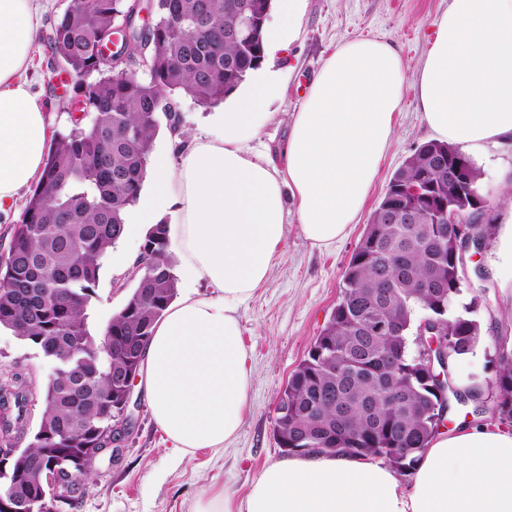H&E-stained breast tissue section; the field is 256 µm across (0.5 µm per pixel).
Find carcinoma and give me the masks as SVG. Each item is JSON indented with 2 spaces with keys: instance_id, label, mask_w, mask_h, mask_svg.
I'll list each match as a JSON object with an SVG mask.
<instances>
[{
  "instance_id": "obj_1",
  "label": "carcinoma",
  "mask_w": 512,
  "mask_h": 512,
  "mask_svg": "<svg viewBox=\"0 0 512 512\" xmlns=\"http://www.w3.org/2000/svg\"><path fill=\"white\" fill-rule=\"evenodd\" d=\"M153 25L131 32V55L149 62L148 77L133 78L125 64L99 61L102 42L123 24L132 0H80L50 21L46 46L57 65L83 76L71 99L86 98L93 118L54 134L46 167L13 225L0 254V327L15 326L19 309L28 317L21 335L40 350L51 372L35 385L22 369L0 377V448L24 438L35 405L38 430L26 446L34 472L17 474L0 459V501L20 485L37 501L50 495L53 468L89 443L103 447L124 423L120 376L140 364L154 324L177 295L167 225H152L135 266V286L101 333L89 328V309L106 253L122 236L125 216L143 189L152 142L174 95L201 105L217 104L238 89L263 58V31L243 29L226 0H150ZM224 36L217 55L208 44ZM164 88L167 97L158 94ZM455 151L438 140L420 145L394 172L385 195L345 267V308H333L307 356L288 379L276 408L279 447L382 458L403 473L415 469L438 431L443 404L419 356L405 345L417 329L416 313L448 308V360L477 348L483 332L480 296L457 305L468 279L463 267L491 236L490 224H438L448 203L461 207L481 192V172L470 163L467 179L448 198V166L437 159ZM426 211L424 224H386V205ZM390 281L379 282L380 273ZM64 303H46L52 295ZM369 319L409 323L402 333L374 336ZM512 337H494L498 369L488 393L498 422L512 426ZM402 392L394 408L388 389ZM449 400L483 411L480 387L461 390L448 382ZM398 448L415 452L403 458ZM6 469H1V465Z\"/></svg>"
}]
</instances>
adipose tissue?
Instances as JSON below:
<instances>
[{
    "instance_id": "ef3b65f1",
    "label": "adipose tissue",
    "mask_w": 512,
    "mask_h": 512,
    "mask_svg": "<svg viewBox=\"0 0 512 512\" xmlns=\"http://www.w3.org/2000/svg\"><path fill=\"white\" fill-rule=\"evenodd\" d=\"M301 0H275L265 59L224 105L221 130L190 135L179 161L156 157L125 220V237L168 227L182 294L153 327L139 388L157 427L182 455L222 450L250 405L251 371L239 310L283 258L286 207L303 236L328 248L355 224L394 134L405 64L389 42L339 44L290 116L281 163L249 144L284 88L275 58L300 26ZM37 0H0V218L19 213L43 174L51 126L25 73L39 49ZM413 90L441 141L479 154L512 138V0H450ZM206 291H198V283ZM194 512H512V431L465 424L431 441L402 487L392 469L348 454L298 455L267 466L242 500L218 492Z\"/></svg>"
}]
</instances>
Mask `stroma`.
I'll return each mask as SVG.
<instances>
[{
  "label": "stroma",
  "mask_w": 512,
  "mask_h": 512,
  "mask_svg": "<svg viewBox=\"0 0 512 512\" xmlns=\"http://www.w3.org/2000/svg\"><path fill=\"white\" fill-rule=\"evenodd\" d=\"M448 0H302L300 29L276 68L287 92L274 99L275 117L252 142V150L281 161L288 137L287 118L298 111L312 74L339 43L359 37L389 41L403 55L408 90L396 115L395 135L370 190L357 224L330 250L312 247L300 232L295 215H288L282 261L268 281L241 309L242 337L251 352V409L237 437L223 451L201 449L180 458L167 436L149 415L142 392L133 391L130 413L133 428L123 442L125 451L113 463L96 464L75 512H194L205 493L222 491L242 499L269 464L284 459L276 443V407L288 378L305 358L340 297L344 269L372 212L380 203L393 172L432 133L418 111L412 88L435 31V22ZM33 89L47 106L54 129L71 125V112L62 98L47 48L36 52L28 72ZM474 162L482 174V191L493 203L492 222L500 224L512 213V200L499 182L512 178V140L488 147ZM497 238H489L471 265L480 267L494 311L493 325L485 326L473 354L454 363L458 387L477 383L490 387L495 378L494 324L512 326V280L496 275ZM133 281L104 262L92 300L91 327L101 331L126 302ZM21 367L46 382L51 367L33 345L0 330V374Z\"/></svg>",
  "instance_id": "stroma-1"
}]
</instances>
